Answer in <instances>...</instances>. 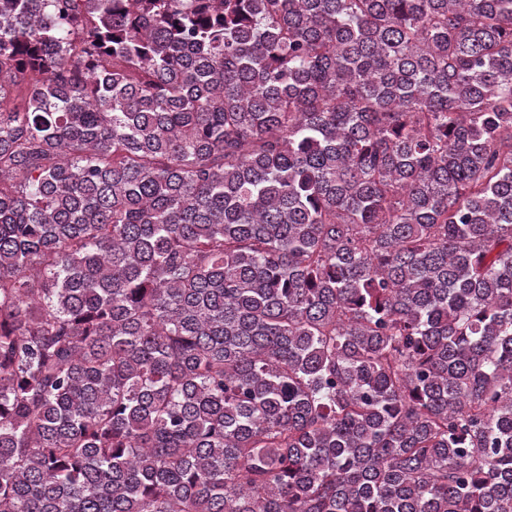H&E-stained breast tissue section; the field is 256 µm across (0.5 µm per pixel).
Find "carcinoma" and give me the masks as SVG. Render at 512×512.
<instances>
[{
  "label": "carcinoma",
  "mask_w": 512,
  "mask_h": 512,
  "mask_svg": "<svg viewBox=\"0 0 512 512\" xmlns=\"http://www.w3.org/2000/svg\"><path fill=\"white\" fill-rule=\"evenodd\" d=\"M0 512H512V0H0Z\"/></svg>",
  "instance_id": "carcinoma-1"
}]
</instances>
